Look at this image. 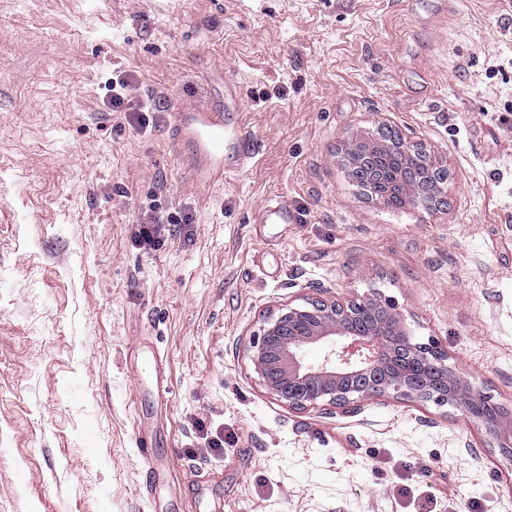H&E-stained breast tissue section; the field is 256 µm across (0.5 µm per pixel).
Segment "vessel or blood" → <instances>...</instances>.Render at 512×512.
Returning <instances> with one entry per match:
<instances>
[{"mask_svg": "<svg viewBox=\"0 0 512 512\" xmlns=\"http://www.w3.org/2000/svg\"><path fill=\"white\" fill-rule=\"evenodd\" d=\"M233 84H225L224 101L208 99L176 107L172 126L178 140L194 152L193 179L204 186L227 182L255 156L254 141L241 123H228L225 114L236 108Z\"/></svg>", "mask_w": 512, "mask_h": 512, "instance_id": "vessel-or-blood-1", "label": "vessel or blood"}]
</instances>
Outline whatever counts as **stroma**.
<instances>
[{"mask_svg":"<svg viewBox=\"0 0 512 512\" xmlns=\"http://www.w3.org/2000/svg\"><path fill=\"white\" fill-rule=\"evenodd\" d=\"M118 71L150 132L108 115ZM226 80L257 155L199 188L171 114ZM381 123L446 208L352 184ZM277 196L290 223H256ZM155 206L193 221L149 247ZM373 291L512 406V0H0V512H512V459L452 407L261 385L266 316Z\"/></svg>","mask_w":512,"mask_h":512,"instance_id":"obj_1","label":"stroma"}]
</instances>
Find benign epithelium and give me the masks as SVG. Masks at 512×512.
I'll return each mask as SVG.
<instances>
[{
  "instance_id": "benign-epithelium-1",
  "label": "benign epithelium",
  "mask_w": 512,
  "mask_h": 512,
  "mask_svg": "<svg viewBox=\"0 0 512 512\" xmlns=\"http://www.w3.org/2000/svg\"><path fill=\"white\" fill-rule=\"evenodd\" d=\"M401 135L379 126L341 149L357 181L394 180L405 203L427 209L444 204L443 170L433 159L420 169L413 155L389 174L379 159L396 150ZM310 308L286 305L264 321L261 337L249 349V359L261 384L295 409L332 406L350 408L386 396L449 404L462 417L478 422L492 447L512 458V415L494 418L472 410L478 391L445 360L424 364L426 351L411 342L395 304L380 295L348 301L316 298ZM325 348L317 364L305 361L304 350Z\"/></svg>"
}]
</instances>
